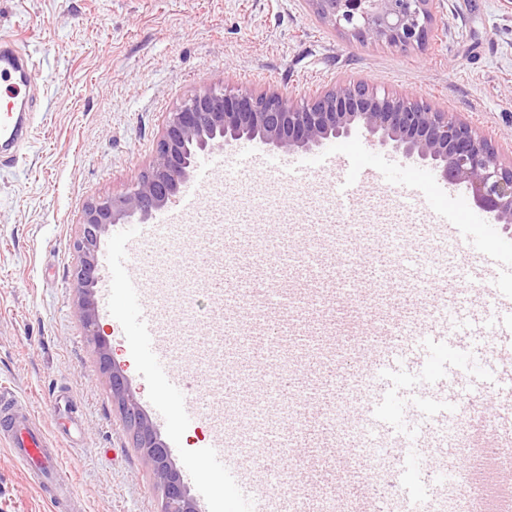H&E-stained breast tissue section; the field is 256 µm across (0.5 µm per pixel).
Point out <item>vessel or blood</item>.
<instances>
[{
  "instance_id": "1",
  "label": "vessel or blood",
  "mask_w": 512,
  "mask_h": 512,
  "mask_svg": "<svg viewBox=\"0 0 512 512\" xmlns=\"http://www.w3.org/2000/svg\"><path fill=\"white\" fill-rule=\"evenodd\" d=\"M33 61L0 42V158L28 140ZM241 177L275 174L293 183L331 176L344 215L360 205L367 184L404 175L411 201L431 207L434 223L373 230L339 224L327 230L344 263L336 285L274 287L275 278L300 280L299 268L269 254L264 267L238 257L237 278H226L209 250L195 257L211 298L224 303V327L206 329L203 342L224 360L214 399L233 400L251 385L244 369L262 362L286 368L274 389L290 416L260 434L252 450L263 468L254 474L241 449L216 440L205 449L206 477L197 479L205 512H420L425 500L455 492L460 512H482L483 487L470 481L471 450L491 458L492 481L503 490L500 512H512V230L485 223L453 191L422 169L400 171L395 158L352 143L330 146L309 160L250 149L233 161ZM223 161L200 168L171 205L148 224H116L104 242L110 271L101 279L102 309L120 289L147 374L161 380L165 402L151 410L169 420L176 403L181 426L200 415L193 385L173 369L177 343L151 301L148 265L167 253L176 229L199 212ZM449 256L448 270L427 271L415 257L424 248ZM351 303L362 327L325 335L336 305ZM344 407L346 422L367 425L369 437L346 436L330 414ZM0 436L14 458L44 473L60 464L57 449L10 392L0 393ZM384 449L374 464L363 447Z\"/></svg>"
}]
</instances>
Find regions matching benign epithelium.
<instances>
[{"label":"benign epithelium","instance_id":"benign-epithelium-1","mask_svg":"<svg viewBox=\"0 0 512 512\" xmlns=\"http://www.w3.org/2000/svg\"><path fill=\"white\" fill-rule=\"evenodd\" d=\"M323 21L362 43L427 47L433 25L432 0H309ZM364 131L406 157H418L444 180L466 189L489 215L490 223L512 226V163L468 122L424 107L408 96L380 93L364 80L339 82L308 98L290 100L278 93L211 87L197 92L168 113L148 170L118 197L86 203L78 238L76 281L88 335L99 363L109 373L112 399L136 423L140 448L164 491L162 512H198L173 466L165 442L130 394L100 333L93 299L101 237L124 218L146 222L168 205L185 183L197 155L222 151L241 139L266 146L312 150L329 139Z\"/></svg>","mask_w":512,"mask_h":512}]
</instances>
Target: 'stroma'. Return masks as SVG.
<instances>
[{
	"mask_svg": "<svg viewBox=\"0 0 512 512\" xmlns=\"http://www.w3.org/2000/svg\"><path fill=\"white\" fill-rule=\"evenodd\" d=\"M426 49L359 44L308 0H0V41L35 63L34 130L0 163V389L57 436L54 404L71 400L78 433L62 471L70 512H161L148 458L135 447L87 338L72 243L85 204L124 194L148 169L166 114L221 85L300 99L342 80L409 95L469 122L512 160V9L505 0H435ZM322 186L224 176V207L280 233L336 206ZM357 224H417L403 189L375 184ZM140 404L159 397L118 317L103 323ZM0 512H53L36 477L0 439Z\"/></svg>",
	"mask_w": 512,
	"mask_h": 512,
	"instance_id": "1",
	"label": "stroma"
}]
</instances>
